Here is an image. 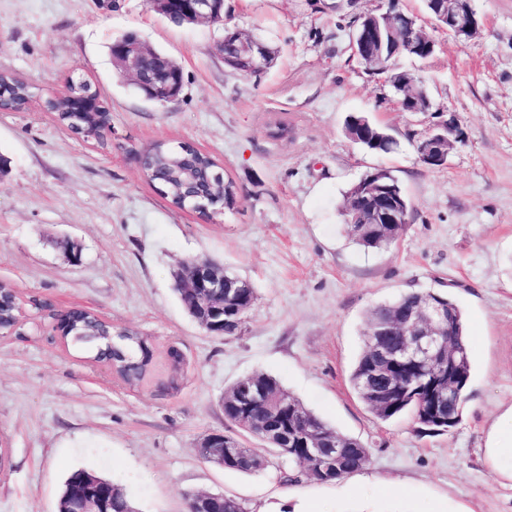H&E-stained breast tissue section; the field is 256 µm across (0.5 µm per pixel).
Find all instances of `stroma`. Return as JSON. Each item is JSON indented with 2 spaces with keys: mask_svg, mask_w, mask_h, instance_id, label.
Masks as SVG:
<instances>
[{
  "mask_svg": "<svg viewBox=\"0 0 512 512\" xmlns=\"http://www.w3.org/2000/svg\"><path fill=\"white\" fill-rule=\"evenodd\" d=\"M483 30L462 42L422 0H224L231 25L277 48L260 75L230 70L222 28L176 26L148 0H0V73L32 92L0 112V282L20 327L0 333V512H55L62 479L83 467L112 479L139 512H184L185 496L221 492L246 512H512V481L484 455L512 408V0H475ZM396 8L437 43L410 69L431 109L407 112L385 76L366 71L350 38L359 15ZM134 32L184 74L173 101L144 100L110 46ZM91 83L112 116L105 143L57 119L46 101L67 78ZM362 113L397 141L371 153L344 133ZM458 138L442 168L416 147L438 123ZM213 156L237 190L209 217L173 208L134 158L155 142ZM386 168L412 218L390 247L346 234L345 192ZM81 252L72 262L64 243ZM204 255L250 282L257 301L237 335H207L182 306L175 274ZM411 290L447 294L462 311L471 378L460 422L425 433L383 422L350 383L370 308ZM86 308L149 336L154 366L126 385L105 362L64 345L55 315ZM177 346L185 362L164 358ZM276 377L369 460L346 478L286 482L297 464L246 438L255 474L202 461L206 432L226 426L222 397L242 377Z\"/></svg>",
  "mask_w": 512,
  "mask_h": 512,
  "instance_id": "stroma-1",
  "label": "stroma"
}]
</instances>
